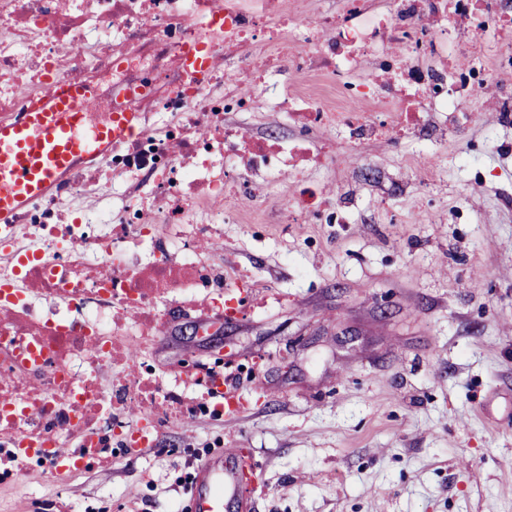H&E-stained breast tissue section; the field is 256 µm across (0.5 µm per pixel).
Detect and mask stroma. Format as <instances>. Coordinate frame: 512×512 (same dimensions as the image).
<instances>
[{"label":"stroma","mask_w":512,"mask_h":512,"mask_svg":"<svg viewBox=\"0 0 512 512\" xmlns=\"http://www.w3.org/2000/svg\"><path fill=\"white\" fill-rule=\"evenodd\" d=\"M509 88L512 72L447 136L371 141L310 167L328 196L350 197L349 223H275L285 183L242 193L265 223L224 225L204 249L253 282L243 311L230 326L167 314L148 360L165 374L194 360L250 368L246 412L174 418L152 447L66 483L17 467L0 512H178L191 448L249 454L263 480L253 512H512ZM229 120L296 132L265 103ZM427 143L437 162L423 182Z\"/></svg>","instance_id":"35a3bbf8"}]
</instances>
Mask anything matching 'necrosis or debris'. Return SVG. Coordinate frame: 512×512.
<instances>
[{"label": "necrosis or debris", "mask_w": 512, "mask_h": 512, "mask_svg": "<svg viewBox=\"0 0 512 512\" xmlns=\"http://www.w3.org/2000/svg\"><path fill=\"white\" fill-rule=\"evenodd\" d=\"M277 0H0V125L21 120L52 85L84 88L90 124L134 112L139 129L105 156L71 169L48 193L0 223V454L18 441L82 458L57 466L67 480L111 447L149 438L180 387L162 386L161 410L128 421L138 379L105 388L102 371L142 364L162 329L159 304L220 310L243 285L200 249L221 223L242 220L226 179L251 189L282 181L296 188L279 220L315 218L324 188L303 183L297 162L310 137L340 132L360 148L393 125L400 89L414 92L422 120L456 118L480 101L496 68L480 51L487 32L512 16V0H338L333 12L295 14L282 24ZM455 10L471 51L467 83L435 72L448 53L439 35ZM282 37L295 51L287 66L326 80V98H282L296 139L270 141L224 125L276 93L255 77L246 49ZM207 56L203 71L180 64L188 46ZM253 83L254 100L236 92ZM370 112L354 111L361 100Z\"/></svg>", "instance_id": "necrosis-or-debris-1"}]
</instances>
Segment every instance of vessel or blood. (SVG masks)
<instances>
[{
  "mask_svg": "<svg viewBox=\"0 0 512 512\" xmlns=\"http://www.w3.org/2000/svg\"><path fill=\"white\" fill-rule=\"evenodd\" d=\"M84 97L80 88L54 87L16 126L0 127L1 219L46 192L78 163L105 155L137 130L135 114L123 112L107 126L84 132L76 110ZM252 483L236 455L210 453L195 472L184 512H247Z\"/></svg>",
  "mask_w": 512,
  "mask_h": 512,
  "instance_id": "b4317fda",
  "label": "vessel or blood"
}]
</instances>
